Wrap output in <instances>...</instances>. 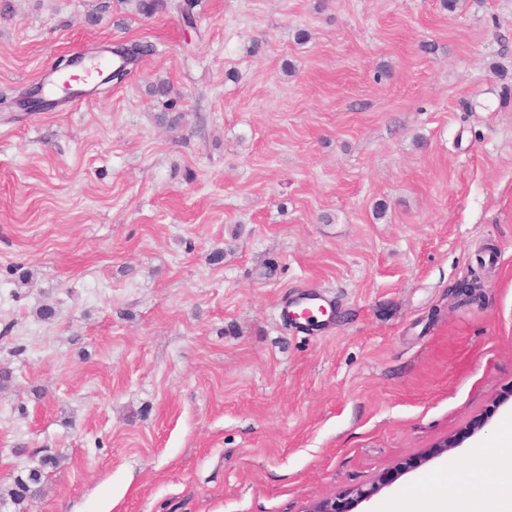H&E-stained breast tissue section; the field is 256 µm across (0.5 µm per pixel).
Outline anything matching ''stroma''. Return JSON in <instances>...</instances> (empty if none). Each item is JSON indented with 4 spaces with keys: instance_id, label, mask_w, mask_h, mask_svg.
I'll use <instances>...</instances> for the list:
<instances>
[{
    "instance_id": "stroma-1",
    "label": "stroma",
    "mask_w": 512,
    "mask_h": 512,
    "mask_svg": "<svg viewBox=\"0 0 512 512\" xmlns=\"http://www.w3.org/2000/svg\"><path fill=\"white\" fill-rule=\"evenodd\" d=\"M193 16L0 0V95L156 48L0 104V512H391L512 429V0ZM306 293L332 318L281 322ZM112 52L120 60V64L115 66L116 69L114 68L112 81L119 84L127 75L129 66H134L144 57L151 55L154 52V47L148 42L134 41L118 44L113 47ZM51 458H44L39 467L29 470L25 478L22 476L17 477L14 481V486L10 491V497L15 504H23L27 501H32L37 498L41 493L42 478L44 468L52 465Z\"/></svg>"
}]
</instances>
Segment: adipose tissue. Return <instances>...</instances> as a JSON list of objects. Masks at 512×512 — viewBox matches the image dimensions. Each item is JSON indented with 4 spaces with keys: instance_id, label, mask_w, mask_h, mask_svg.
<instances>
[{
    "instance_id": "obj_1",
    "label": "adipose tissue",
    "mask_w": 512,
    "mask_h": 512,
    "mask_svg": "<svg viewBox=\"0 0 512 512\" xmlns=\"http://www.w3.org/2000/svg\"><path fill=\"white\" fill-rule=\"evenodd\" d=\"M487 483L495 488L490 500L481 494ZM393 512H512V448L497 449L464 472L440 470L395 503Z\"/></svg>"
}]
</instances>
